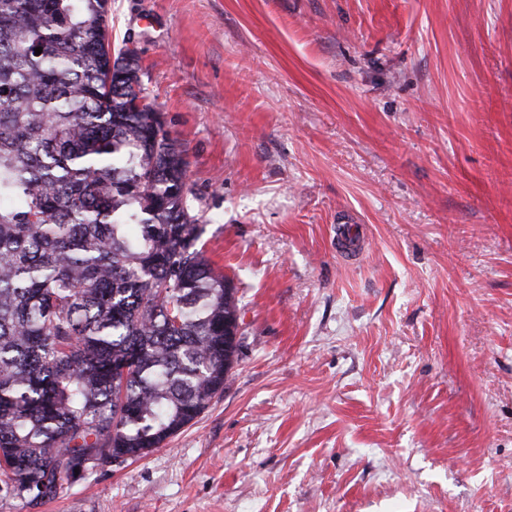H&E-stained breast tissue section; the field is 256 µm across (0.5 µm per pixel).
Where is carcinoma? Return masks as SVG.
<instances>
[{"mask_svg":"<svg viewBox=\"0 0 512 512\" xmlns=\"http://www.w3.org/2000/svg\"><path fill=\"white\" fill-rule=\"evenodd\" d=\"M109 12L0 0V499L30 507L78 455L162 447L239 356L187 149L112 52Z\"/></svg>","mask_w":512,"mask_h":512,"instance_id":"1","label":"carcinoma"}]
</instances>
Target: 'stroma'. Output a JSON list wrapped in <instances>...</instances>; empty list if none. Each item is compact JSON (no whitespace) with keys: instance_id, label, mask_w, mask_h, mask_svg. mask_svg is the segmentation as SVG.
<instances>
[{"instance_id":"35a3bbf8","label":"stroma","mask_w":512,"mask_h":512,"mask_svg":"<svg viewBox=\"0 0 512 512\" xmlns=\"http://www.w3.org/2000/svg\"><path fill=\"white\" fill-rule=\"evenodd\" d=\"M237 290L224 390L0 512H512V0H110Z\"/></svg>"}]
</instances>
